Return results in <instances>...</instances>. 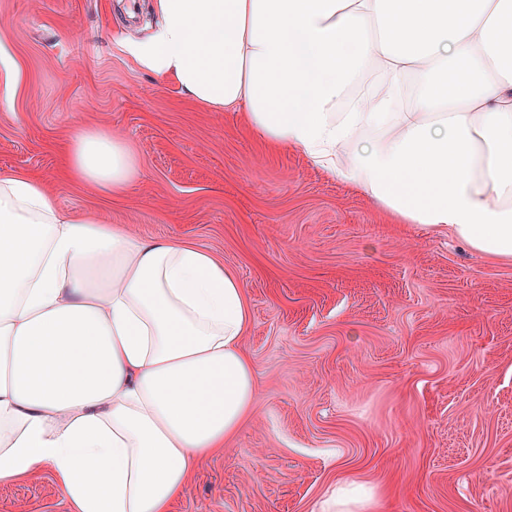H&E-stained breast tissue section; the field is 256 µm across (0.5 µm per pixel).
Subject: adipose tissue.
I'll list each match as a JSON object with an SVG mask.
<instances>
[{"label": "adipose tissue", "mask_w": 512, "mask_h": 512, "mask_svg": "<svg viewBox=\"0 0 512 512\" xmlns=\"http://www.w3.org/2000/svg\"><path fill=\"white\" fill-rule=\"evenodd\" d=\"M133 54L201 106L244 109L404 224L512 260V0H155ZM103 194L126 144L76 132ZM248 291L212 252L65 215L0 176V484L51 473L70 512H170L248 416Z\"/></svg>", "instance_id": "1"}]
</instances>
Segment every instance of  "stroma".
Listing matches in <instances>:
<instances>
[{"label": "stroma", "mask_w": 512, "mask_h": 512, "mask_svg": "<svg viewBox=\"0 0 512 512\" xmlns=\"http://www.w3.org/2000/svg\"><path fill=\"white\" fill-rule=\"evenodd\" d=\"M154 0H0V175L43 177L67 212L188 239L244 282L247 421L171 512H512V262L401 224L239 112H209L129 51ZM122 140L141 176L108 196L66 179L65 139ZM69 512L52 474L0 486V512ZM370 499L367 486L355 481L331 487L320 504V512H350L351 506Z\"/></svg>", "instance_id": "stroma-1"}]
</instances>
